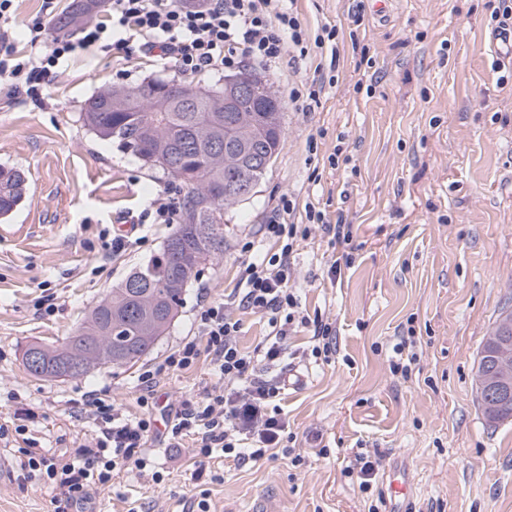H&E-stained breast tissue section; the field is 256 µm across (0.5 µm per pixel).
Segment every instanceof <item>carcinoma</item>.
I'll use <instances>...</instances> for the list:
<instances>
[{
  "label": "carcinoma",
  "mask_w": 512,
  "mask_h": 512,
  "mask_svg": "<svg viewBox=\"0 0 512 512\" xmlns=\"http://www.w3.org/2000/svg\"><path fill=\"white\" fill-rule=\"evenodd\" d=\"M104 0H72L55 21L63 34L100 10ZM85 126L101 140H117L152 168H159L175 188L184 190L181 222L160 251L132 270L110 295L58 346L32 343L25 352L40 356L31 375L79 377L80 365L112 349V365L138 362L166 335L182 307L183 295L196 279L198 267L224 254V209L241 199L227 193L264 175L257 151L278 154L283 130L274 127L257 102L238 103L231 116L241 121L224 141V107L209 97L187 101L182 84L152 79L134 88L112 87L89 98L81 112ZM236 157L224 164V148ZM25 173L0 168V216L9 215L24 199Z\"/></svg>",
  "instance_id": "obj_1"
}]
</instances>
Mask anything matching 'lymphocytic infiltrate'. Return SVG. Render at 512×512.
I'll use <instances>...</instances> for the list:
<instances>
[{"instance_id": "1", "label": "lymphocytic infiltrate", "mask_w": 512, "mask_h": 512, "mask_svg": "<svg viewBox=\"0 0 512 512\" xmlns=\"http://www.w3.org/2000/svg\"><path fill=\"white\" fill-rule=\"evenodd\" d=\"M15 2L0 0V77L8 82L14 98L35 102L41 99L42 86L59 76L64 58L105 41L117 50L139 44L145 53L183 75L221 74L241 68L247 60L277 64L289 47L299 48L305 42L294 0H109L105 19L85 21L77 39L55 40L45 54L21 55L9 41L16 22ZM294 209L291 199H282L259 229L261 240L279 243V252L243 264L240 304L267 316L271 328L267 342L244 351L238 344L240 323L227 314L225 302L204 304L197 316L198 338L184 340L163 364L141 374V414H128L120 404L87 392L78 415L92 420L95 428L81 439L69 460L29 448L21 469L61 490L73 512H86L92 490L109 489L114 471L147 468L142 448L152 431L154 389L161 375L189 369L204 354L223 380L224 391L184 402L171 427L172 438L191 436L197 457L219 451L239 462L261 459L280 447L287 423L273 403L281 385L260 377V363L282 357L283 344L297 323L313 325L314 357L329 355L335 348L331 325L300 314L298 298L288 286L295 246L308 236L312 224L331 230L337 242L352 241L348 225L330 224L314 204L305 206L304 228L294 223Z\"/></svg>"}]
</instances>
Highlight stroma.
Instances as JSON below:
<instances>
[{
	"label": "stroma",
	"instance_id": "stroma-1",
	"mask_svg": "<svg viewBox=\"0 0 512 512\" xmlns=\"http://www.w3.org/2000/svg\"><path fill=\"white\" fill-rule=\"evenodd\" d=\"M386 5L382 14L367 7L357 28L353 0H296L307 35L330 23L335 44L253 66L281 103L283 140L253 195L225 208L223 257L200 265L149 355L75 379L31 377L25 346L61 344L172 230L137 224L112 252L115 226L137 223L168 181L97 138L80 114L107 88L175 73L136 48L79 49L42 102L16 100L0 81V166L29 176L24 201L0 219V426L9 430L0 450L11 460L0 476V512H50L54 492L23 477V448L32 441L53 457L71 456L91 429L75 418L74 402L90 390L139 412V376L196 336L203 304L236 292L243 244L284 197L296 204L295 223H305L310 202L350 224L353 236L347 249L315 226L299 242L291 285L305 314L335 327L336 351L308 356L313 329L300 327L287 354L263 367L268 378L285 379L292 368L305 378L281 395L284 447L243 465L217 452L200 465L191 437L166 440L163 427L182 402L214 390L199 361L156 389L158 429L143 453L161 482L121 472L95 494L93 512H196L201 500L208 512H512V421H486L474 382L485 336L512 308V65L495 60L489 0ZM353 29L375 59L369 89L359 85ZM329 65L334 84L311 111L297 110L291 92L318 85ZM337 150L344 160L330 165ZM346 252L349 266L331 278V261ZM47 295L51 315L35 309ZM404 339L417 354L406 374L392 369ZM22 409L34 416L20 436L13 428ZM359 454L378 461L368 493L346 471ZM391 471L406 475L408 501L385 496Z\"/></svg>",
	"mask_w": 512,
	"mask_h": 512
}]
</instances>
